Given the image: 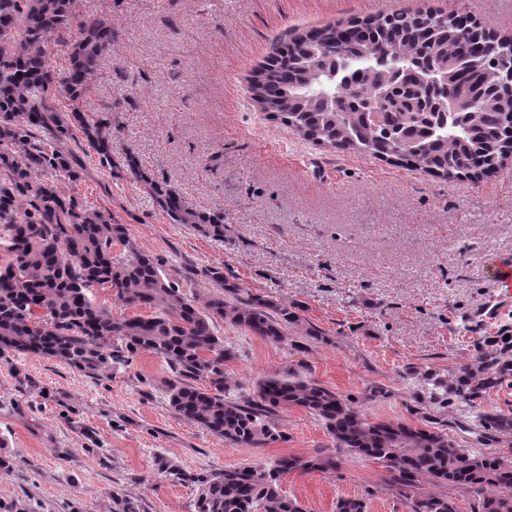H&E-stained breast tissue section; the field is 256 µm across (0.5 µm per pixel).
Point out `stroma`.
<instances>
[{
    "instance_id": "stroma-1",
    "label": "stroma",
    "mask_w": 512,
    "mask_h": 512,
    "mask_svg": "<svg viewBox=\"0 0 512 512\" xmlns=\"http://www.w3.org/2000/svg\"><path fill=\"white\" fill-rule=\"evenodd\" d=\"M121 35L84 108L111 101L112 134L142 168L201 210L224 215L215 240L175 224L131 176L71 143L78 183L65 191L112 212L188 297L212 290L205 267L294 307L319 338L289 327L273 343L228 324L232 396L293 372L375 420L421 426L431 411L415 381L470 363L512 335V160L489 178L433 177L367 153L330 152L261 112L250 79L281 35L401 10H455L512 34V0H76ZM171 372L142 353L111 379L33 353L0 354V512H196L197 480L273 457L334 455L327 471H293L282 490L305 512L360 498L366 512H411L418 491L381 464L337 451L301 408L278 412L281 439L228 445L176 415L162 395ZM512 412V379L474 405L449 400V439L512 466V434L482 438L480 412ZM180 471L174 479L172 471Z\"/></svg>"
}]
</instances>
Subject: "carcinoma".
Instances as JSON below:
<instances>
[{
    "label": "carcinoma",
    "instance_id": "carcinoma-1",
    "mask_svg": "<svg viewBox=\"0 0 512 512\" xmlns=\"http://www.w3.org/2000/svg\"><path fill=\"white\" fill-rule=\"evenodd\" d=\"M75 3L0 0V239L8 238L11 253L0 266V351L44 355L98 380L150 353L169 366L163 385L174 413L226 444L257 448L278 440L272 415L298 407L323 423L337 450L383 464L407 487H461L478 496L477 512H512V471L495 457L455 447L441 429L374 420L295 374L258 380L243 401L226 396L224 362L234 352L218 324L279 343L301 318L217 267L202 270L210 295L187 298L110 211L60 191L61 182L79 180L63 144L84 141L102 165L144 183L173 223L224 239V215L199 210L150 178L134 148L116 151L112 103L96 116L84 112L119 32L109 18L81 16ZM467 42L453 13L329 24L276 44L250 89L262 111L317 146L440 178L489 177L512 153V86L504 71L512 66V43ZM53 45L65 49L60 68L50 61ZM436 81L453 91L469 86V103L455 112L428 111L440 95ZM380 90L388 107L375 124L362 109ZM57 93L69 103L65 112L53 105ZM99 288L151 314L116 317L96 303ZM511 373L512 345H505L446 378L431 371L421 378L470 404ZM480 421L486 431L512 434V413L482 414ZM335 466L320 453L226 468L200 481L197 512H304L281 490L283 476ZM411 509L455 512L448 496L433 492L416 497Z\"/></svg>",
    "mask_w": 512,
    "mask_h": 512
}]
</instances>
